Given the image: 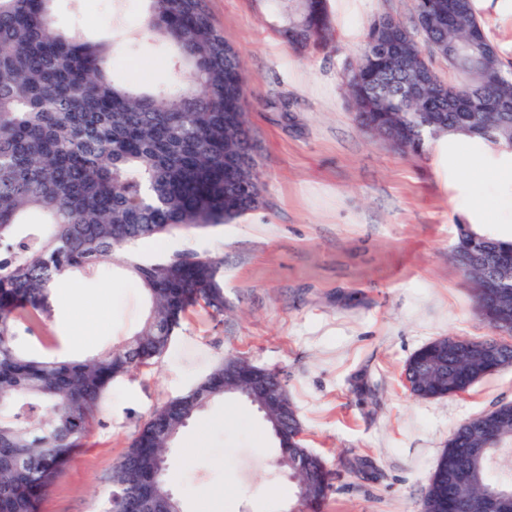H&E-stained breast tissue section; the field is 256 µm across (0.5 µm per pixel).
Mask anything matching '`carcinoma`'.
Here are the masks:
<instances>
[{"instance_id": "carcinoma-1", "label": "carcinoma", "mask_w": 512, "mask_h": 512, "mask_svg": "<svg viewBox=\"0 0 512 512\" xmlns=\"http://www.w3.org/2000/svg\"><path fill=\"white\" fill-rule=\"evenodd\" d=\"M140 32L171 49L172 83L154 90L114 82L111 44L87 41L52 24L54 0H0V512H40L42 500L87 438L112 381L152 364L167 350L181 318L201 306L224 313L222 262L176 251L141 262L120 258L137 241L178 229L226 224L258 206V174L224 167L248 131L234 125L245 110L241 59L214 25L205 0H143ZM473 5L453 26L419 27L448 43L471 37ZM309 6L280 35L292 47H318L331 26L311 31ZM476 102L453 107L439 89L411 95L412 61L379 62L363 54L359 80L348 86L356 120L392 137L407 156H422L440 132L497 146L512 144V73L504 72L487 32ZM507 255L501 265L468 273L473 305L487 324L512 317V240L460 227ZM119 262L149 300L141 328L127 342L94 357L35 358L21 351L25 333L43 341L58 277L101 276ZM505 283L487 304L481 279ZM459 337L419 349L406 371L420 399L466 391L496 361L512 360V343L484 339L489 359L458 346ZM224 396V365L195 390L165 403L139 428L116 463L111 512H128L132 494L157 481L160 457L209 401ZM512 450V404L461 423L440 455L426 491L424 512H481L492 497L512 512V480L491 477V456ZM332 472L318 456L296 480L301 512H320Z\"/></svg>"}]
</instances>
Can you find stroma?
<instances>
[{"mask_svg": "<svg viewBox=\"0 0 512 512\" xmlns=\"http://www.w3.org/2000/svg\"><path fill=\"white\" fill-rule=\"evenodd\" d=\"M241 55L250 140L262 180L260 206L229 224L174 232L137 248L154 260L177 250L223 259L224 312L198 309L154 364L117 379L97 423L46 495L41 512H108V477L138 427L189 391L225 357L278 373L302 424L304 445L333 473L323 512H422L436 462L464 420L512 403V366L466 393L411 395L404 366L446 336L481 340L470 285L449 255L470 214L512 234V184H499L498 146L433 140L403 155L354 119L341 72L369 25L391 15L416 25L414 0H327L332 47L292 49L278 35L286 0H206ZM505 69L512 70V0H474ZM142 0H57V26L85 38L129 32L112 56L116 78L170 82L167 45L139 34ZM487 166V196L465 189L468 158ZM45 358L83 359L127 341L149 309L122 267L75 275L57 287ZM262 412L227 395L209 402L171 445L167 484L183 512H289L295 483L272 466Z\"/></svg>", "mask_w": 512, "mask_h": 512, "instance_id": "obj_1", "label": "stroma"}]
</instances>
